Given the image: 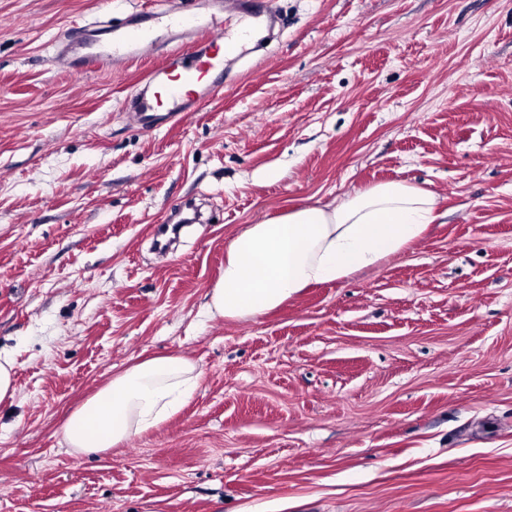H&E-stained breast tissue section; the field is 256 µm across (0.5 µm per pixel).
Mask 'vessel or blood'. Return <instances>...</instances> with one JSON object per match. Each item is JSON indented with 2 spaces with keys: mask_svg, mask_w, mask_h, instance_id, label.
<instances>
[{
  "mask_svg": "<svg viewBox=\"0 0 512 512\" xmlns=\"http://www.w3.org/2000/svg\"><path fill=\"white\" fill-rule=\"evenodd\" d=\"M248 19L244 29L232 32L222 25L210 23L206 17H197V34L203 40L205 52L188 51L180 54L179 65L174 71L159 67L155 76L161 77L171 111L190 112L195 107L192 88L203 86L212 91H219L215 83L216 75L224 70V58L245 48L254 38L259 20L265 14L263 0H248L246 10ZM152 31L142 28H129L117 35L111 45L104 47L97 54L86 57L88 68L98 69L110 62L114 55L135 56L136 52L152 40Z\"/></svg>",
  "mask_w": 512,
  "mask_h": 512,
  "instance_id": "1",
  "label": "vessel or blood"
}]
</instances>
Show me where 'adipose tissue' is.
<instances>
[{
    "label": "adipose tissue",
    "instance_id": "ef3b65f1",
    "mask_svg": "<svg viewBox=\"0 0 512 512\" xmlns=\"http://www.w3.org/2000/svg\"><path fill=\"white\" fill-rule=\"evenodd\" d=\"M437 217L431 190L391 180L247 225L227 242L224 272L203 312L233 321L274 310L305 288L381 264ZM201 377L194 363L177 355L133 364L69 414L63 439L79 454L118 447L177 413Z\"/></svg>",
    "mask_w": 512,
    "mask_h": 512
}]
</instances>
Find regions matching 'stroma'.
I'll use <instances>...</instances> for the list:
<instances>
[{
  "label": "stroma",
  "mask_w": 512,
  "mask_h": 512,
  "mask_svg": "<svg viewBox=\"0 0 512 512\" xmlns=\"http://www.w3.org/2000/svg\"><path fill=\"white\" fill-rule=\"evenodd\" d=\"M192 112H140L214 0H0V512H512V0H267ZM159 34L82 67L112 27ZM399 179L440 217L401 254L209 320L249 224ZM170 420L77 455L66 417L157 355ZM15 363L9 355L0 354V403L15 396Z\"/></svg>",
  "instance_id": "35a3bbf8"
}]
</instances>
